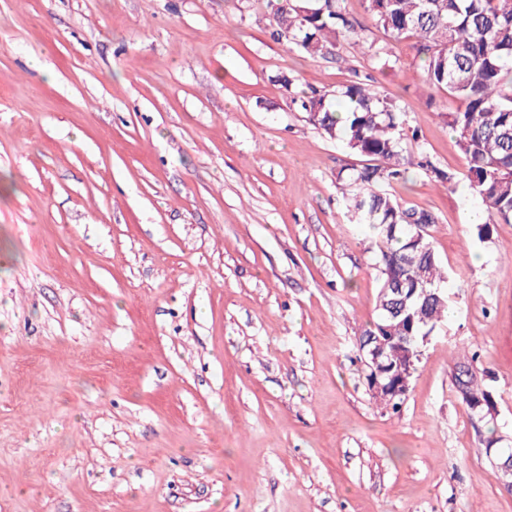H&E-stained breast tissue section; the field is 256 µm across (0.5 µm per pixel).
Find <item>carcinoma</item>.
I'll list each match as a JSON object with an SVG mask.
<instances>
[{"label":"carcinoma","mask_w":512,"mask_h":512,"mask_svg":"<svg viewBox=\"0 0 512 512\" xmlns=\"http://www.w3.org/2000/svg\"><path fill=\"white\" fill-rule=\"evenodd\" d=\"M375 27L397 38L412 37L424 56L425 81L448 90L461 107L448 113L446 125L467 160L466 179L487 221L475 235L487 241L491 219L512 221V0H367ZM276 27L271 37H284L310 55L340 37L365 42L361 29L343 11L340 0H267ZM346 104L337 112L327 97L313 92L299 99L312 124L330 140L343 142L362 165L343 180L350 220L373 233L377 272L376 319L359 337L415 336L414 349L433 334L451 298L441 265L427 232L414 225L434 224V215L405 205L385 187L406 179L404 128L398 105L371 91L359 75L336 91ZM417 166L443 185L456 176ZM454 387L463 402L482 417L495 414L491 391L478 384L473 362H459Z\"/></svg>","instance_id":"obj_1"}]
</instances>
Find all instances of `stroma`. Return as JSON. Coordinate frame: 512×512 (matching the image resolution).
Returning <instances> with one entry per match:
<instances>
[{"label": "stroma", "instance_id": "obj_1", "mask_svg": "<svg viewBox=\"0 0 512 512\" xmlns=\"http://www.w3.org/2000/svg\"><path fill=\"white\" fill-rule=\"evenodd\" d=\"M367 6L342 0L368 49L309 56L266 0H0V512H512L484 447L512 450V222L477 240L458 102ZM356 74L417 133L392 192L435 215L453 296L396 411L356 348L359 159L296 103ZM468 363L455 364L453 371L454 387L463 402L473 412L480 414L482 418H493L495 414V401L491 391L478 384V371L474 367L476 357H471Z\"/></svg>", "mask_w": 512, "mask_h": 512}]
</instances>
